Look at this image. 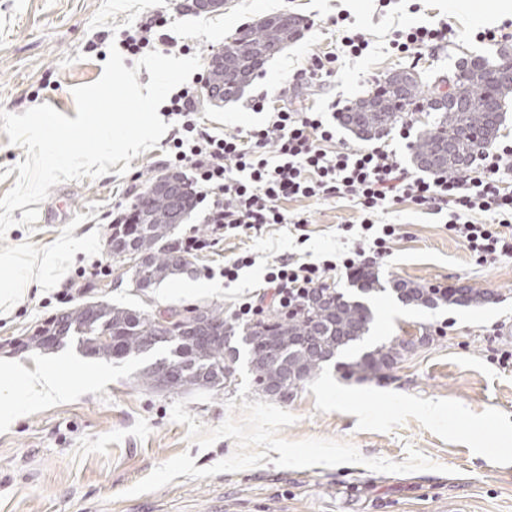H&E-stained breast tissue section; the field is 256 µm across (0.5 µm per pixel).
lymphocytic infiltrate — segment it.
Returning <instances> with one entry per match:
<instances>
[{
    "mask_svg": "<svg viewBox=\"0 0 512 512\" xmlns=\"http://www.w3.org/2000/svg\"><path fill=\"white\" fill-rule=\"evenodd\" d=\"M163 13H155L119 41L127 54L163 46L166 52L187 53L188 45L162 35ZM452 34L447 22L395 31L390 46L400 55L421 59L424 52L447 47ZM369 42L359 31L342 26L335 50L316 56L304 72L308 82L326 83L336 75L340 55L361 57ZM207 82L196 74L190 83L171 92L164 116L177 118L178 130L168 141L167 166L190 170L199 199L209 200L210 236L191 235L180 243L185 253L201 252L222 241L226 232L257 234L272 224L294 222L304 228L303 216L289 217L285 202L298 198L347 199L360 209V229L374 253L382 254L394 236V225L376 226V215L393 205L411 202L432 214H446L448 228L477 259L494 264L512 257V142H501L479 157L476 173L450 178L421 176L399 162L387 144L374 142L356 149L336 145V128L325 112H339V100L327 111L274 106L268 92L253 96L250 107L265 114L257 127L224 135L206 131L198 117L200 94ZM366 248V249H369ZM366 249L358 247L341 260L298 262L283 257L270 264L264 283L277 308L294 310L300 299L322 287L327 273L344 267L359 273Z\"/></svg>",
    "mask_w": 512,
    "mask_h": 512,
    "instance_id": "f902f5d3",
    "label": "lymphocytic infiltrate"
}]
</instances>
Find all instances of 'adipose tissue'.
Returning a JSON list of instances; mask_svg holds the SVG:
<instances>
[{"mask_svg":"<svg viewBox=\"0 0 512 512\" xmlns=\"http://www.w3.org/2000/svg\"><path fill=\"white\" fill-rule=\"evenodd\" d=\"M64 372L63 366L46 361L33 370L15 361L0 359V395L10 396L15 385H23L24 399L11 408L12 413H20L48 396L65 394Z\"/></svg>","mask_w":512,"mask_h":512,"instance_id":"obj_1","label":"adipose tissue"}]
</instances>
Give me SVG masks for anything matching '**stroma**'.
I'll return each mask as SVG.
<instances>
[{
    "label": "stroma",
    "mask_w": 512,
    "mask_h": 512,
    "mask_svg": "<svg viewBox=\"0 0 512 512\" xmlns=\"http://www.w3.org/2000/svg\"><path fill=\"white\" fill-rule=\"evenodd\" d=\"M166 8L165 31L209 59L241 27L265 15L288 13L301 20L300 34L272 56L236 100H201L206 128L221 134L262 123L250 108L252 96L268 91L276 105L326 109L330 101L352 103L370 92V75L409 67L389 40L405 26L448 21L454 35L447 48L429 54L417 70L425 86L455 74L462 58H496L512 49V34L495 42L474 34L512 20V0H397L379 8L376 0H230L223 11L195 13L181 0H0V109L20 114L41 104L76 118L73 87L98 80L109 46L123 30L156 9ZM349 15L370 43L365 55L340 57L330 85L294 80L313 56L336 48L332 19ZM163 147L141 153L124 175L116 172L53 186L39 203L38 220L17 224L0 240V289L15 288L19 274L36 271L42 255L77 240L60 284L17 291L9 316L0 319V357L25 364L42 349L26 341L52 315L87 302L155 312L218 305L226 320L245 299L262 298L269 264L290 256L302 262L352 250L361 213L347 200L298 199L289 213L309 219L306 234L290 224L266 227L261 236L229 235L213 251L191 256L189 272L153 288H133L131 263L113 261L107 247L113 208L130 207L150 179L165 172ZM377 224L396 232L385 254L370 265L383 279L401 278L431 288L467 287L490 291L493 301L474 307L439 304L406 306L393 296L372 302L370 341L421 337L392 370L374 380L342 377L327 365L289 399L268 396L295 417L279 435L289 441L323 438L354 445L367 458L403 462L416 450L441 464V471L382 473L359 465L307 469L264 465L201 479L177 476L150 493L126 496V489L156 466L189 453L196 467L208 468L231 456L233 439L202 449L189 441L186 425L174 422L176 393L143 385L150 363L144 355L118 363L91 360L77 341L55 355L74 373L64 396H51L12 423H0V512H512V364L497 352L512 348V258L480 263L449 231L446 219L406 202L378 213ZM247 252L255 263L239 279L225 283V259ZM109 263L111 274L83 291L70 282L93 260ZM241 384L233 379L209 402L185 409L213 428L230 415L227 402Z\"/></svg>",
    "instance_id": "35a3bbf8"
}]
</instances>
